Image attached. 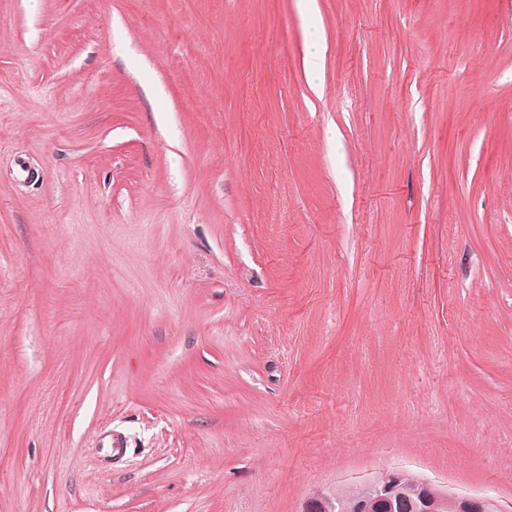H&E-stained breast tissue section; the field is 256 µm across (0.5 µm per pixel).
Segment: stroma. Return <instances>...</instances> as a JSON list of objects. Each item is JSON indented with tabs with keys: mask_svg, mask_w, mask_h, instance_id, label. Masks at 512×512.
Returning <instances> with one entry per match:
<instances>
[{
	"mask_svg": "<svg viewBox=\"0 0 512 512\" xmlns=\"http://www.w3.org/2000/svg\"><path fill=\"white\" fill-rule=\"evenodd\" d=\"M382 469L512 504V0H0V512Z\"/></svg>",
	"mask_w": 512,
	"mask_h": 512,
	"instance_id": "stroma-1",
	"label": "stroma"
}]
</instances>
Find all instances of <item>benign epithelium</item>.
I'll use <instances>...</instances> for the list:
<instances>
[{
    "label": "benign epithelium",
    "mask_w": 512,
    "mask_h": 512,
    "mask_svg": "<svg viewBox=\"0 0 512 512\" xmlns=\"http://www.w3.org/2000/svg\"><path fill=\"white\" fill-rule=\"evenodd\" d=\"M361 486L374 490V495L362 503L360 512H395L394 499L402 489L419 501L412 512H438V507L447 502L455 512H512L511 506L490 496L451 492L436 481L394 469L386 471L383 483L370 476ZM344 491L340 486L327 492L315 491L303 501L301 512H333L334 501Z\"/></svg>",
    "instance_id": "obj_1"
}]
</instances>
